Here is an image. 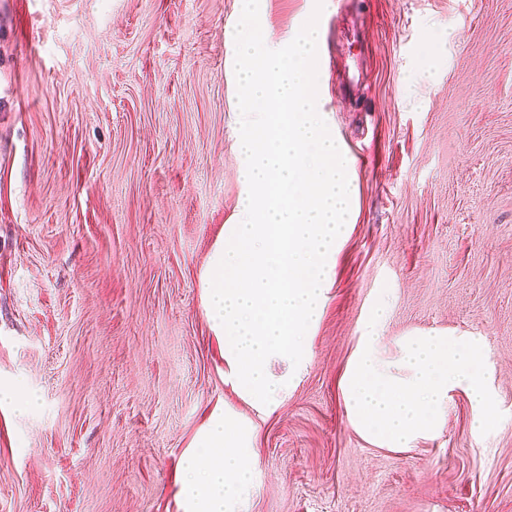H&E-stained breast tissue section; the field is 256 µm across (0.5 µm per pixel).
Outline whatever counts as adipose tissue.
Here are the masks:
<instances>
[{"label":"adipose tissue","mask_w":512,"mask_h":512,"mask_svg":"<svg viewBox=\"0 0 512 512\" xmlns=\"http://www.w3.org/2000/svg\"><path fill=\"white\" fill-rule=\"evenodd\" d=\"M252 440V429L231 428L222 416L211 417L201 453L187 459L183 487L187 512H236L257 468Z\"/></svg>","instance_id":"1"}]
</instances>
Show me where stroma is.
<instances>
[{
	"label": "stroma",
	"instance_id": "35a3bbf8",
	"mask_svg": "<svg viewBox=\"0 0 512 512\" xmlns=\"http://www.w3.org/2000/svg\"><path fill=\"white\" fill-rule=\"evenodd\" d=\"M241 0H0V512H185L215 413L256 426L238 512H512V0H265L322 33L317 93L355 221L262 414L236 389L201 272L238 209ZM386 361L442 330L486 351L504 418L464 392L412 447L362 438L342 380L380 292ZM0 404H10L19 411H29L36 405V398L30 394L19 393L13 386L0 385Z\"/></svg>",
	"mask_w": 512,
	"mask_h": 512
}]
</instances>
